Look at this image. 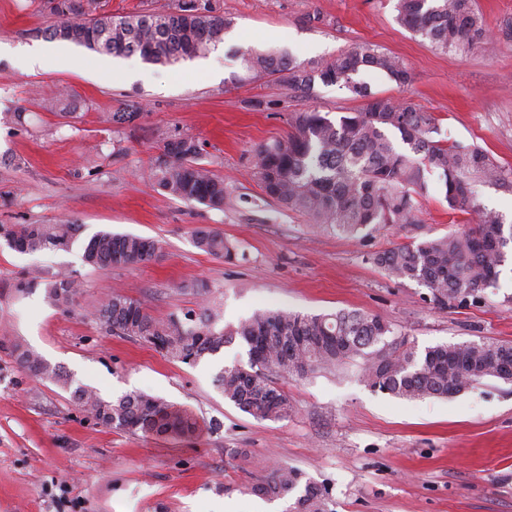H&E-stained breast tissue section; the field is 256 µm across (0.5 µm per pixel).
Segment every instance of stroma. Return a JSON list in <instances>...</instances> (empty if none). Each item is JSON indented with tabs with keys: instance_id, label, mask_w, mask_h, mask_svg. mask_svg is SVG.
Instances as JSON below:
<instances>
[{
	"instance_id": "1",
	"label": "stroma",
	"mask_w": 512,
	"mask_h": 512,
	"mask_svg": "<svg viewBox=\"0 0 512 512\" xmlns=\"http://www.w3.org/2000/svg\"><path fill=\"white\" fill-rule=\"evenodd\" d=\"M230 21L215 57L220 80L186 77L179 66L128 57L133 82L105 69L107 55L44 38L51 19L40 0H0V42L67 53V67L28 71L0 57V224L74 219L84 236L102 229L156 241V260L99 272L82 250L22 254L0 241V336L21 341L104 398L158 395L186 410L189 437H145L95 423L68 392L20 372L0 350V512H256L243 488L265 470L288 466L328 486L336 512H512V382L487 379L450 398L404 400L371 390L357 365L303 380H282L292 411L258 421L224 400L213 380L246 360L225 345L191 366L140 342L104 333L90 313L104 294L142 300L163 315L197 307L187 284L207 282L237 323L258 310L357 311L390 324L417 349L492 339L512 343V271L481 304L440 308L424 286L395 279L369 253L422 236L460 230L437 179L420 203L419 223L366 237L310 223L265 198L255 151L284 136L292 111L314 108L336 119L366 101L315 84L300 97L275 79L230 83L242 74L235 49L277 48L297 61L327 59L372 45L412 73L400 87L366 70L358 79L381 97L409 98L435 117L441 136L478 146L512 169V41L466 56L441 53L395 19L394 0H223ZM59 101L58 110L44 105ZM139 104L132 123L107 113ZM25 115L24 124L12 120ZM195 137L224 179L223 209L187 204L144 179L165 140ZM476 204L512 224V187L474 178ZM210 226L237 244L227 262L197 249L191 231ZM68 267L84 292L68 311L43 292L15 294L20 273Z\"/></svg>"
}]
</instances>
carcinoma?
Returning a JSON list of instances; mask_svg holds the SVG:
<instances>
[{
	"mask_svg": "<svg viewBox=\"0 0 512 512\" xmlns=\"http://www.w3.org/2000/svg\"><path fill=\"white\" fill-rule=\"evenodd\" d=\"M56 21L43 30L89 50L116 56L139 55L151 64L173 65L204 57L224 41L230 22L220 0H172L166 8L114 15L103 0H44ZM397 20L443 52L467 54L492 44L474 0H395ZM250 79L274 77L288 89L308 95L315 82L337 85L368 100L366 108L333 120L314 109L289 118V131L257 151V177L264 194L311 223L359 235L385 224H418L420 199L428 191L427 176L437 174L451 211L477 215V224L441 237L375 252L369 260L395 279L424 285L439 306L476 305L496 287L508 261L512 231L502 218L474 203L470 178L493 182L512 179L484 150L440 137L435 118L410 100L376 97L356 80L364 70L385 74L401 86L412 81L407 65L375 47H357L310 64L284 50L241 53ZM138 107L127 104L107 115L116 126L134 121ZM148 179L168 196L185 203L222 209L227 200L224 180L201 162V147L188 135H174ZM81 225L65 219L56 224H0V240L12 250L34 253L71 250L81 244L84 264L100 270L140 265L158 257L159 247L129 233L100 230L80 241ZM196 248L231 261L237 247L220 231L197 227ZM17 294L43 289L45 299L64 311L77 304L83 282L77 272L22 274L13 282ZM185 289L201 298L198 308L154 316L145 304L125 294L106 295L91 317L107 333L150 345L168 358L195 365L224 344L239 340L247 361L222 367L215 385L224 400L259 421L288 417V396L278 380L306 377L318 371L357 363L362 380L373 391L401 399L451 397L487 378L512 379V345L491 339L438 344L418 352L405 340L378 346L394 333L379 318L361 313L308 314L271 310L224 325L220 306L209 299L205 282ZM0 348L29 376L70 391L75 406L96 423L145 436H188L196 422L162 397L127 393L105 399L95 390L73 385L53 366L18 340L0 336ZM267 499H291L289 512H335L329 490L288 467L274 468L246 486Z\"/></svg>",
	"mask_w": 512,
	"mask_h": 512,
	"instance_id": "carcinoma-1",
	"label": "carcinoma"
}]
</instances>
